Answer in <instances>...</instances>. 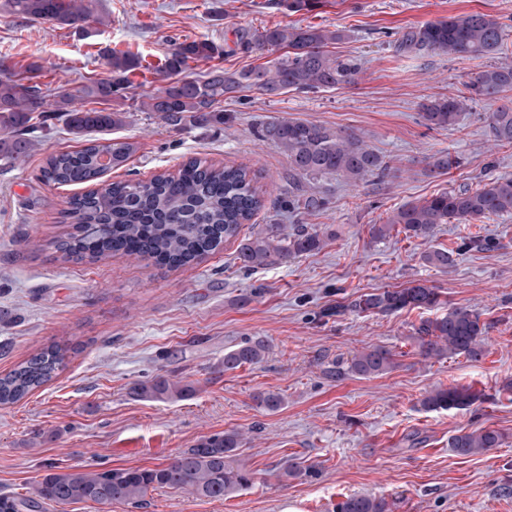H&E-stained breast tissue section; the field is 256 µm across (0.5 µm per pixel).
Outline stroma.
Masks as SVG:
<instances>
[{
    "label": "stroma",
    "instance_id": "obj_1",
    "mask_svg": "<svg viewBox=\"0 0 512 512\" xmlns=\"http://www.w3.org/2000/svg\"><path fill=\"white\" fill-rule=\"evenodd\" d=\"M92 7L100 21L86 30L51 29L13 16L0 0V63L12 73L40 64L42 88L53 99L106 77L110 53L140 57L124 101L126 123L115 131L138 150L102 183L146 182L195 157L248 168L267 202L243 226L249 236L290 221L272 206L288 193V157L258 138L266 123L351 129L390 170L380 180L331 175L318 183L329 203L302 222L324 245L283 265L243 270L233 242L176 270L134 258L64 262L52 242L65 233L61 214L79 189L44 182L40 171L48 157L86 140L61 122L35 129L25 165L0 168V374L54 341L71 352L56 378L0 406V498L28 497L50 465L153 468L203 437L235 430L244 437L240 461L253 475L250 487L212 501L152 488L143 512H336L353 494L385 498L393 512H512V392L505 388L512 381V217L443 224L429 243L402 233L371 237L372 226L404 203L512 176V146H493L488 134L495 101L470 103L447 130L427 128L420 116L426 100L467 99L471 78L490 62L512 64V0H323L315 11L296 13L276 0H93ZM470 12L506 27L507 45L495 59L401 45L416 27ZM307 25L345 31L331 50L357 58L354 84L274 98L244 88L218 103L223 124L204 128L135 109L160 88L156 70L178 42L223 48L220 57L190 63L186 77L199 78L214 67L266 65L273 53L246 50L247 37ZM442 151L459 165L429 172V157ZM472 235L492 240L494 249L464 248ZM432 245L457 250L455 266L427 265L422 255ZM413 281L437 288L445 307L479 314L482 357L423 358L414 328L428 318L425 310L321 315ZM255 337L269 346L264 361L223 371L225 349ZM372 346L390 349L395 368L370 378L337 374ZM159 374L194 382L196 394L176 402L131 395L134 384ZM451 385L485 400L468 410L423 408L432 389ZM264 391L280 393L284 406L258 409L253 396ZM479 427L508 440L473 456L449 448L450 436ZM291 463L301 473L283 477Z\"/></svg>",
    "mask_w": 512,
    "mask_h": 512
}]
</instances>
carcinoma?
<instances>
[{
    "mask_svg": "<svg viewBox=\"0 0 512 512\" xmlns=\"http://www.w3.org/2000/svg\"><path fill=\"white\" fill-rule=\"evenodd\" d=\"M9 12L17 17L47 24L51 28H85L101 22L85 0H7ZM338 30L316 26L274 27L247 38L258 52L285 50L268 62L240 72L228 73L217 67L201 78H182L189 62L206 60L218 53L207 40L175 45L160 71L162 87L141 103L175 124L193 122L207 126L221 124L224 115L216 104L224 96L242 88H255L267 95L287 89L319 91L356 82L359 64L341 58L329 46L342 40ZM506 33L497 19L483 13H465L442 18L415 28L403 36L402 46L429 50L457 59H473L501 53ZM109 76L47 100L35 81L41 66L30 64L27 76L0 77V166L23 165L32 149L30 122L39 119L47 126L62 121L69 132L83 137L92 131L116 129L125 123L126 110L86 109L82 101L110 102L123 97L127 76L137 66L134 57L113 53L108 56ZM470 100H495L512 91V64L501 63L478 73L468 84ZM421 117L430 129L456 125L465 102L453 97H437L420 105ZM492 140L512 144V106L502 105L488 116ZM259 137L281 148L288 156V198L284 208L298 214H312L326 208L328 200L319 192L299 190L302 182L341 175L358 181L382 178L389 166L364 141L348 129H336L303 121L282 120L266 124ZM138 146L126 139L92 142L80 150L50 157L42 169V179L66 186L93 182L112 169L126 165ZM264 200L257 187V175L243 167L216 166L194 158L177 174H159L148 182L117 181L104 188L72 197L66 217L72 231L53 242L65 261H89L120 257L150 259L169 268L198 263L238 238L243 224L262 208ZM512 216V177L487 179L475 190L459 189L438 193L398 207L385 224L373 227L378 238L402 226L410 236L432 240L441 224H466L490 216ZM323 239L315 229L297 224L286 231L282 224H267L257 233L240 240L237 260L245 269L271 263H288L301 253L321 249ZM425 263L446 269L455 262L454 251L429 247ZM441 305L436 289L421 283L385 289L360 296L347 305L324 311L339 316L347 310L358 313L393 314L405 309L432 310ZM485 325L480 316L463 307H453L415 328V340L425 358L464 355L482 356ZM268 351L262 339L246 340L224 351V371L261 363ZM68 347L58 342L40 349L26 361L0 376V405L20 402L51 381L65 367ZM394 367L390 350L369 347L356 354L347 371L363 378L375 377ZM196 388L189 381H174L158 375L131 387V394L147 401L174 402L189 398ZM484 395L469 387L454 386L431 391L423 406L429 411L467 410ZM256 405L276 411L284 399L278 392L254 395ZM505 435L490 428H478L448 439V447L458 455L483 453L503 444ZM243 438L236 431L216 433L200 439L193 447L155 468H69L61 472L50 465L31 488L28 501L11 503L9 512H20L29 502L64 504L91 500L101 505L114 502L141 506L147 491L165 487L199 499L220 500L252 484V475L236 464ZM338 512H391L383 498L351 495L338 504Z\"/></svg>",
    "mask_w": 512,
    "mask_h": 512,
    "instance_id": "obj_1",
    "label": "carcinoma"
}]
</instances>
